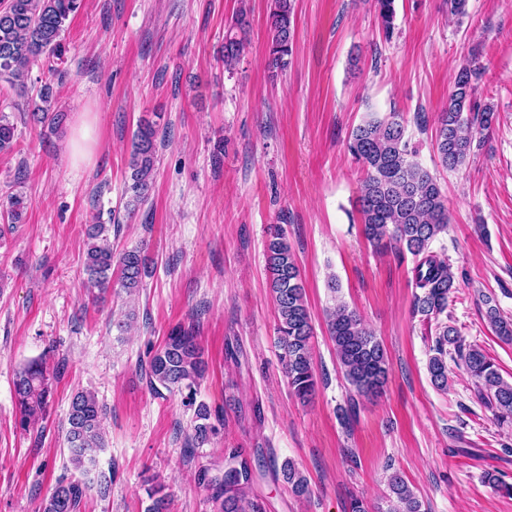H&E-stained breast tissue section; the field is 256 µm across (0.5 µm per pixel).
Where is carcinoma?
Returning a JSON list of instances; mask_svg holds the SVG:
<instances>
[{
    "mask_svg": "<svg viewBox=\"0 0 512 512\" xmlns=\"http://www.w3.org/2000/svg\"><path fill=\"white\" fill-rule=\"evenodd\" d=\"M82 7V0H0V81L13 87H25L31 66L41 58L60 59L61 40L68 18ZM377 18L385 37L394 29L396 0H374ZM294 0H271L269 54L283 69L292 52L294 40ZM246 47L245 37L229 31L224 36V68L233 69ZM480 68L463 64L457 71L448 103L442 108L435 136V149L442 166L453 170L470 157L476 135L492 128L496 113L477 99L476 83ZM52 89L43 86L36 98L25 106L41 114V122L55 125L59 113L51 112ZM15 127L7 116H0V152L12 147ZM349 151L366 172L360 196L362 231L377 249L392 246L418 258L414 268V311L436 322L430 346L428 372L432 385L448 389V354L465 367L475 397L491 409L502 423H512V383L501 377L495 362L482 349L465 343L457 329L441 319L448 314V301L455 290L450 264L431 251L436 238L448 231L450 218L445 196L436 177L409 159L406 127L398 115L379 117L371 114L352 130ZM157 160L156 129L141 124L133 134L129 168L134 205L148 199ZM85 272L88 282L104 292L112 287V265L118 263L120 285L131 293L141 287L147 272L146 258L136 249L114 256L111 225L91 224L87 230ZM268 286L277 313V346L288 386L301 402L316 392L318 380L312 362L313 326L305 300L299 266L285 229L275 224L266 241ZM486 318L496 334L512 342V319L503 318L497 307L488 306ZM329 336L335 346L340 368L354 390L360 394L379 389L387 375L384 346L365 328L356 311L341 302L327 313ZM204 371L202 351L195 328L177 325L163 345L151 356L145 369L155 392L173 391L193 385ZM14 394L19 410L17 425L25 430L45 415L51 394L47 363L34 360L17 372ZM186 405L195 407L200 423L190 437L193 445H202L214 434L206 423L207 406L195 405L188 394ZM66 441L69 461L74 470L87 472L105 448L103 410L95 395L78 391L68 409ZM225 466L209 464L197 474L198 484L209 492L213 512H262L259 502L250 497L252 471L242 451H224ZM284 482L298 496L308 492V479L290 461L281 466ZM390 492L402 512H421V502L402 477L389 476ZM86 486L78 481L61 480L42 504V512H77ZM145 512H169L170 499L165 486L148 489Z\"/></svg>",
    "mask_w": 512,
    "mask_h": 512,
    "instance_id": "carcinoma-1",
    "label": "carcinoma"
}]
</instances>
